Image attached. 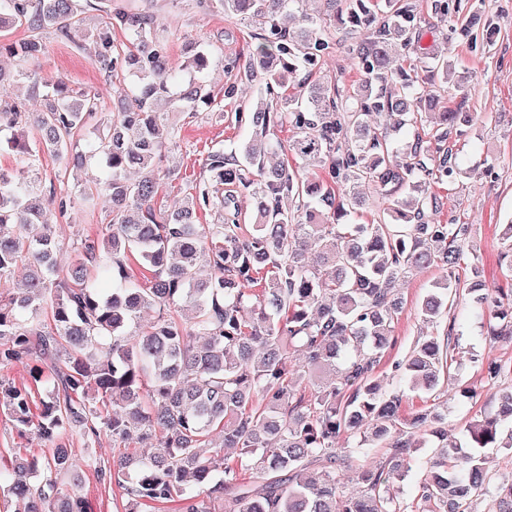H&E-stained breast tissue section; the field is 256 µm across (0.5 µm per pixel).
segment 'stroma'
Listing matches in <instances>:
<instances>
[{"instance_id":"stroma-1","label":"stroma","mask_w":512,"mask_h":512,"mask_svg":"<svg viewBox=\"0 0 512 512\" xmlns=\"http://www.w3.org/2000/svg\"><path fill=\"white\" fill-rule=\"evenodd\" d=\"M412 2L418 15L431 23L424 39L429 53L448 58L457 71L468 76L471 93L459 102V109L489 115L488 120L460 138L464 165L471 168L472 173L459 178L452 189L443 191V208L432 220L444 223L458 216L475 225L478 256L485 268V286L492 290L502 284L500 227L512 221V0H469L478 21L493 22L497 28L496 44L488 54L468 50L458 40L447 41L445 25L434 21V0ZM153 11L157 24L169 33L168 53L172 62L182 60L188 43H201L214 52V63L207 74L209 87L218 91L231 83L237 86L235 95L222 101L221 113L205 110L193 118L181 117L169 158L175 170L164 180L160 196L162 204L171 207L184 197L188 183L199 177L211 152L234 150L245 138V130L237 125L235 114L254 88L245 82L234 83L224 69V61L247 53L249 26L217 11H200L194 8L193 0H153ZM43 43L42 53L31 65L39 82L50 86L63 80L96 93L103 118H110L122 90L121 83L107 80L74 43L52 33L44 35ZM102 177L103 170L97 163L91 162L80 171L69 172L62 161L48 155L42 156L38 170V182L46 191L58 187L63 178L71 183L92 185ZM109 211L107 201L90 206L79 193H72L64 213L53 216L54 234L61 247V264L70 263L74 242L103 235ZM439 275L437 268L430 267L414 272L401 284L405 308L395 327V342L378 370L384 383L392 381L393 361L402 358L423 332L416 306ZM478 331V325H471L469 334L459 339L460 379L448 384V433L452 436L483 409L493 391L483 374L473 368L471 357L512 367V344L475 342L473 336ZM461 381L475 389L473 399L457 398V384ZM61 440L77 463L71 475L75 493L88 497L95 512H124V489L115 480L101 478L96 472L97 467L112 465L111 433L89 440L68 430L63 432ZM43 450L38 436L31 431H19L7 409L0 406V458L7 460L18 454L38 457Z\"/></svg>"}]
</instances>
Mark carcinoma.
I'll use <instances>...</instances> for the list:
<instances>
[{
  "label": "carcinoma",
  "instance_id": "1",
  "mask_svg": "<svg viewBox=\"0 0 512 512\" xmlns=\"http://www.w3.org/2000/svg\"><path fill=\"white\" fill-rule=\"evenodd\" d=\"M380 2L327 0L331 13L314 18L303 0H195L252 25L255 49L224 68L258 89L236 112L249 131L239 150L210 153L206 176L178 207L162 210L154 201L175 115L215 103L210 50L193 46L171 64L148 7L117 3L84 28L79 0H0V55L18 62L12 82L47 101L28 111L0 71V133L16 156L15 166H0V277L22 261L32 267L23 288L0 296V360L39 357L57 383L43 398L0 389L12 417L49 448L40 463L0 461V489L23 512H94L64 487L73 468L59 443L67 428L90 439L112 431L123 447L112 476L125 482V512L163 503L174 512H474L481 498L493 512H512V480L488 473L485 456L488 448L512 452V387L451 439L441 398L460 368L467 317L482 320L485 342L512 339V223L500 234L505 286L491 293L475 225L426 221L442 205L434 187L463 174L457 138L475 117L417 91L418 64L462 98L468 78L423 51L413 4L395 0L384 12ZM462 2L436 0L437 20L456 18L451 33L490 50L496 27L463 14ZM284 14L299 15L294 29L280 24ZM338 26V45L360 72L348 87L312 77ZM18 27L27 37L10 39ZM49 30L78 39L101 73L128 82L112 121L93 128L83 150L77 137L96 119V94L63 80L46 90L28 69ZM117 31L127 46L115 44ZM161 101L170 111H157ZM284 124L293 130L288 155L313 162L314 174L287 159L268 163L271 135ZM407 126L415 133L399 154L393 135ZM43 154L67 169L99 160L103 181L79 193L112 201L109 232L80 241L65 269L49 224L52 206L62 212L67 203L37 184ZM355 183L385 200L370 224L357 222ZM242 190L256 202L249 231L235 208ZM206 210L217 223H196ZM203 253L205 279L197 272ZM130 255L153 273L150 287L130 271ZM429 266L441 275L418 316L432 334L414 340L393 366L397 387H386L376 369L404 309L396 285ZM47 307L51 326L38 321ZM149 309L156 320L130 333ZM249 309L255 317L245 316ZM370 455L377 464L354 470L360 491L348 494L341 472ZM393 475L416 479L412 499L401 498Z\"/></svg>",
  "mask_w": 512,
  "mask_h": 512
}]
</instances>
